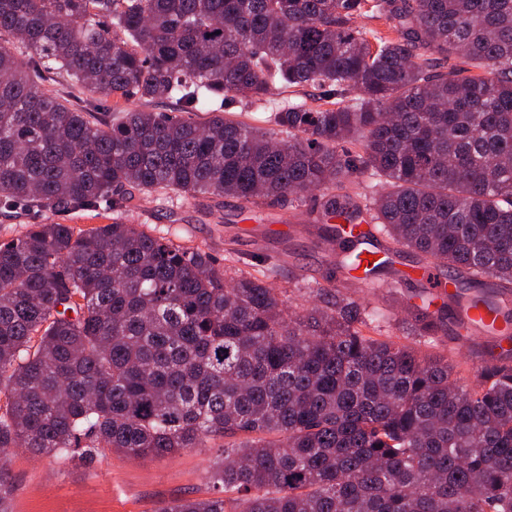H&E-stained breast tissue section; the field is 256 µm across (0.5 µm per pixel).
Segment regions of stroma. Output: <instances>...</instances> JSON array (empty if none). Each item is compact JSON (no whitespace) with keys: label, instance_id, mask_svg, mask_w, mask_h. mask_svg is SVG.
Instances as JSON below:
<instances>
[{"label":"stroma","instance_id":"stroma-1","mask_svg":"<svg viewBox=\"0 0 512 512\" xmlns=\"http://www.w3.org/2000/svg\"><path fill=\"white\" fill-rule=\"evenodd\" d=\"M130 224L170 237L175 243L209 251L223 259L226 247L240 256L279 261L276 287L284 292L286 310L312 302L310 286L323 282L332 270L329 246L316 224H296L288 208L242 213L229 197L168 198L137 196L126 214ZM492 337L477 343L439 336L435 354L452 357L468 372L490 348ZM211 452L187 449L164 458H129L110 453L87 464L61 461L27 451L14 452L8 461L17 492L14 512H157L167 501L207 494L203 473Z\"/></svg>","mask_w":512,"mask_h":512}]
</instances>
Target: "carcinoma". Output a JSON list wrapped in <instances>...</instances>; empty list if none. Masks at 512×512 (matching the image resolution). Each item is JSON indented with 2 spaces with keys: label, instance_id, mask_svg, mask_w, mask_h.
<instances>
[{
  "label": "carcinoma",
  "instance_id": "obj_1",
  "mask_svg": "<svg viewBox=\"0 0 512 512\" xmlns=\"http://www.w3.org/2000/svg\"><path fill=\"white\" fill-rule=\"evenodd\" d=\"M305 87L317 105L271 102ZM162 98L176 111L134 108ZM314 191L334 268H360L376 231L418 255L413 343L369 335L332 276L287 317L279 264L229 248L220 267L125 219L137 193L260 213ZM108 196L110 224L43 218ZM16 207L33 222L0 243V512L7 449L190 448L215 450L213 494L157 512H512V361L490 352L463 383L422 351L450 303L467 340H512V0H0ZM447 281L465 289L436 307Z\"/></svg>",
  "mask_w": 512,
  "mask_h": 512
}]
</instances>
